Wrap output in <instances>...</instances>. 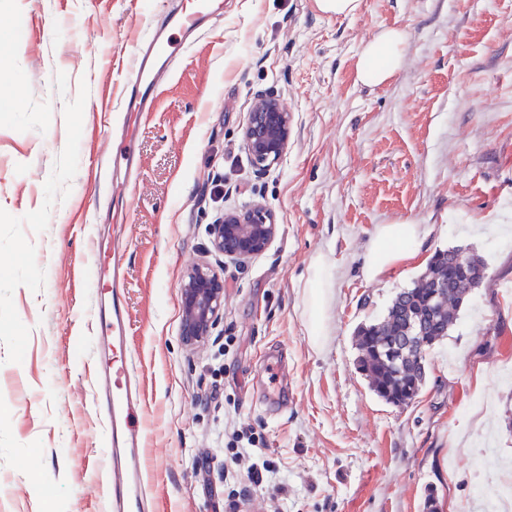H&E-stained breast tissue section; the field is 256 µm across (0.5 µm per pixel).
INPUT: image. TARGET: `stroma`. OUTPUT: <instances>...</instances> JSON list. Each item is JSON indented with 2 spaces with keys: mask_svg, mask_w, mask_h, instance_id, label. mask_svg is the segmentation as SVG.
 <instances>
[{
  "mask_svg": "<svg viewBox=\"0 0 512 512\" xmlns=\"http://www.w3.org/2000/svg\"><path fill=\"white\" fill-rule=\"evenodd\" d=\"M178 3L0 0V512H110L89 248L117 220L149 512H424L430 492L439 512H479L477 449L484 480L512 487V0H359L347 17L316 0H222L136 132L121 205L94 159L121 127L137 41ZM385 29L403 32L402 63L368 86L358 54ZM269 92L294 131L261 174L243 127ZM257 204L278 224L266 251L215 254L207 225ZM401 223L423 226L422 258L464 246L487 272L406 407L371 390L354 339L423 271L362 276L378 227ZM319 254L341 274L316 348L305 292ZM201 259L224 269V316L190 349L181 286ZM272 348L294 400L268 414L254 376ZM245 430L254 462L275 467L254 486L229 460ZM276 483L287 494L272 497Z\"/></svg>",
  "mask_w": 512,
  "mask_h": 512,
  "instance_id": "35a3bbf8",
  "label": "stroma"
}]
</instances>
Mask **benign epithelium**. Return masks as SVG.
I'll return each instance as SVG.
<instances>
[{
	"mask_svg": "<svg viewBox=\"0 0 512 512\" xmlns=\"http://www.w3.org/2000/svg\"><path fill=\"white\" fill-rule=\"evenodd\" d=\"M293 113L277 96L256 97L247 115L243 136L256 170L263 172L277 165L293 133ZM278 231L275 215L263 206L231 210L210 225L211 245L219 253L239 260L262 254ZM448 274L469 275L465 251L459 250L448 261ZM182 319L179 335L188 345L210 334L224 310V277L197 264L182 284Z\"/></svg>",
	"mask_w": 512,
	"mask_h": 512,
	"instance_id": "1",
	"label": "benign epithelium"
}]
</instances>
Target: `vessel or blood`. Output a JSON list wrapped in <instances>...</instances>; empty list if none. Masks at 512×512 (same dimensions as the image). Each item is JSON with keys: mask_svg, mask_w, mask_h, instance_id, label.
<instances>
[{"mask_svg": "<svg viewBox=\"0 0 512 512\" xmlns=\"http://www.w3.org/2000/svg\"><path fill=\"white\" fill-rule=\"evenodd\" d=\"M217 10L212 0H188L180 12L167 15L164 24L154 28L151 38L134 49L121 102L127 130L112 141V166L124 173L123 179L112 183L114 196L128 195L137 181L139 159L134 130L151 116L159 92L167 82V64L181 50L180 43L172 38L173 31L196 33L207 25ZM124 236L123 226L113 225V250H99L93 255L102 281L116 284L121 280L124 254L119 245L123 243ZM129 328L121 295L112 292L107 305L100 307L98 322L94 326L100 345L94 377L105 407L107 454L112 459V512H145L147 507L141 451L146 430V409L131 374V358L127 348ZM262 375L269 405L278 404L284 394L279 363L272 357H264Z\"/></svg>", "mask_w": 512, "mask_h": 512, "instance_id": "vessel-or-blood-1", "label": "vessel or blood"}]
</instances>
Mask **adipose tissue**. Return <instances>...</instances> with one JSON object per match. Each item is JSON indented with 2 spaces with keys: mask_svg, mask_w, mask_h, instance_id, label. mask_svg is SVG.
I'll return each instance as SVG.
<instances>
[{
  "mask_svg": "<svg viewBox=\"0 0 512 512\" xmlns=\"http://www.w3.org/2000/svg\"><path fill=\"white\" fill-rule=\"evenodd\" d=\"M404 36L398 30H386L365 43L359 52L358 76L364 84L379 85L390 79L401 65L400 46ZM423 231L416 224H385L371 241L362 266L366 280L373 281L392 268L418 256L416 244Z\"/></svg>",
  "mask_w": 512,
  "mask_h": 512,
  "instance_id": "obj_1",
  "label": "adipose tissue"
}]
</instances>
